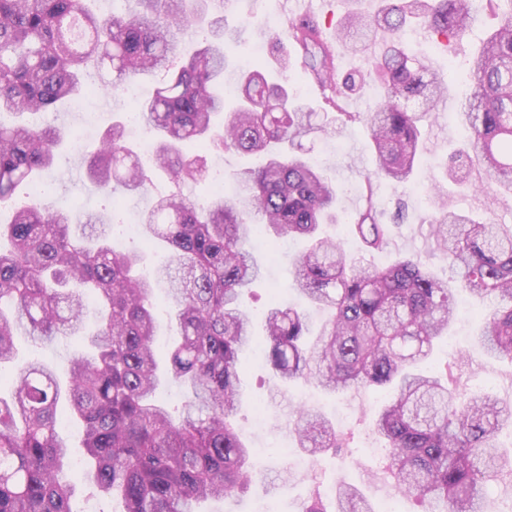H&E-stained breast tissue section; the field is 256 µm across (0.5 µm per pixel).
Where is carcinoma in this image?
<instances>
[{"label":"carcinoma","instance_id":"1","mask_svg":"<svg viewBox=\"0 0 512 512\" xmlns=\"http://www.w3.org/2000/svg\"><path fill=\"white\" fill-rule=\"evenodd\" d=\"M92 0H0V114L36 115L83 91L89 63L112 72L99 94L110 96L157 71L168 79L139 103L140 120L160 139L152 165L175 191L140 216L147 237L165 242L167 259L156 281L141 275L139 256L114 248L112 217L90 213L81 233L66 208L37 201L15 209L0 225V365L15 357V337L34 341L77 335L85 300L98 305L87 352L70 358L68 382L54 368L32 362L11 378L12 396L0 397V512H74L77 483L66 473L70 446L60 433L58 407L82 431L84 474L100 492L118 495L124 512H197L203 500L248 488L254 450L233 416L241 398L238 351L252 338L250 317L237 307L240 293L261 275L250 245L263 237L307 240L296 260L293 288L329 311L308 339L303 311L273 305L265 320L268 361L285 385L312 382L329 394L352 389L389 391L374 433L386 449L392 488L442 512H482L488 485L512 473V452L500 433L512 428V408L489 393L461 399L451 373L429 366L435 343L448 334L468 291L498 301L475 346L492 359L512 361V224L479 220L442 208L430 221L436 247L449 260L441 279L421 258L406 255L385 267L356 259L344 242L323 233L343 223L336 182L307 157L302 141L332 124L368 129L378 168L367 177L351 234L374 255L390 242L381 220L378 179L406 184L421 150V125L434 116L446 88L404 39L415 21L433 34L461 36L483 7L499 11L498 28L468 62L470 94L457 113L468 132L465 164L450 172L463 184L512 193V0H382L371 15H347L338 34L363 48L379 36L386 46L372 67L349 76L350 91L366 80L380 84L371 112H347L343 94L329 100L335 115L290 100L288 86L258 62L238 76V102L228 111L220 87L235 40L224 29V0H136L138 9L104 17ZM208 22L210 39L176 64L181 38ZM282 33L301 51L300 73L323 88L335 85L339 61L311 15L288 19ZM418 100L417 111L407 108ZM68 135L58 127L0 124V207L16 188L38 185L57 163ZM235 150L263 156L234 175L240 189L214 193L199 206L181 188L209 177L206 154ZM89 177L109 193L144 191L150 177L128 144L118 116L86 158ZM165 286L179 340L168 354L167 375L188 397L178 414L157 397L161 381L154 349L153 293ZM289 428L299 447L317 456L346 446L325 416L296 412ZM303 512H376L351 484L336 487L335 508L320 493Z\"/></svg>","mask_w":512,"mask_h":512}]
</instances>
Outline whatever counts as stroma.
Instances as JSON below:
<instances>
[{
    "label": "stroma",
    "mask_w": 512,
    "mask_h": 512,
    "mask_svg": "<svg viewBox=\"0 0 512 512\" xmlns=\"http://www.w3.org/2000/svg\"><path fill=\"white\" fill-rule=\"evenodd\" d=\"M292 0H233L224 11L226 29L238 32L239 47L233 48L234 60L248 52L252 44L262 46V59L269 69H276L279 58L297 61L299 49L287 40L276 39L273 29L264 23L266 15L276 20L294 16ZM497 15L483 12L481 22L462 38L431 44L421 36V46L432 69L447 75L449 66L466 69L467 62L480 42L495 29ZM464 89L458 82L448 85L447 106L437 114L425 132L426 150L411 183L398 185L383 180L378 184L379 201L386 217L403 210L404 217L393 228L387 253L375 256L383 264L399 255L420 256L438 275L448 273V261L437 251L429 233L428 220L435 210L434 201L425 187L441 178L450 147L463 139L465 132L456 120ZM112 120L111 109L102 105L101 97L83 96L37 115L40 124L79 130L73 142L49 173L46 183L51 192L47 202L68 201L75 206L76 217L95 212H109L111 197L89 180L84 155L91 151L105 127ZM304 146L335 178L342 190L341 206L353 212L365 176L376 167L367 131L360 125L348 124L341 132L313 135ZM490 191H449L448 203L455 209L478 218H489L501 224H512V200L492 202ZM306 247L305 241H279L276 249L256 245L253 256L263 275L241 298L243 309L261 318L271 295L281 303L302 304L303 299L291 291L293 263ZM488 305L467 300L450 329V336L439 341L433 356L434 368L454 364V384L459 394L487 392L501 402L512 405V362L494 361L475 350L472 339L478 331ZM242 398L235 418L243 435L255 450L258 475L246 493L202 503L203 512H301L312 490L329 494L340 482L358 487L374 503L392 494L384 463L370 453L374 443L373 423L382 395L374 390L348 392L342 397L324 393L313 385L300 384L287 389L276 386L267 363L263 336H256L240 361ZM325 414L337 429L348 433L350 445L341 453L309 457L298 448L288 431V422L298 407Z\"/></svg>",
    "instance_id": "obj_1"
}]
</instances>
